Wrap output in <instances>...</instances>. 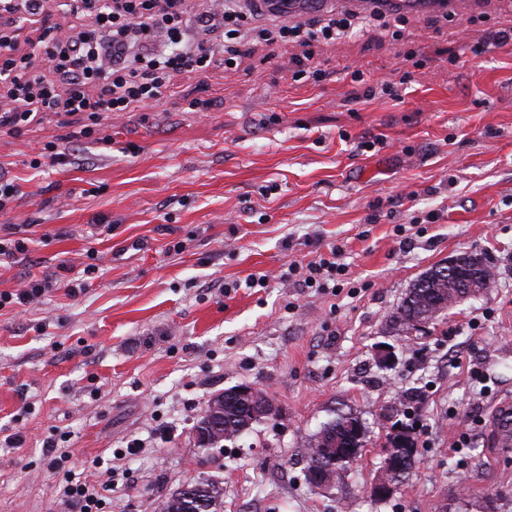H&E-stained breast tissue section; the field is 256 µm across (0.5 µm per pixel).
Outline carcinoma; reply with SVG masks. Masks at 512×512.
I'll return each instance as SVG.
<instances>
[{
  "label": "carcinoma",
  "instance_id": "cac0c4a2",
  "mask_svg": "<svg viewBox=\"0 0 512 512\" xmlns=\"http://www.w3.org/2000/svg\"><path fill=\"white\" fill-rule=\"evenodd\" d=\"M457 275L464 277L473 272L475 265H480V286L495 279L494 266L481 254L466 252L459 257ZM461 298L457 285L443 273V266H435L419 276L408 289L402 304L393 315L395 329L405 332L410 328V319L417 313L431 312V319L438 317ZM245 405L224 408V440L233 441L242 435L241 429L246 423ZM365 447V432L361 420L351 412H338L333 420L324 424L314 435L308 449V456H313L322 448L330 449L336 456V472L343 471L350 465L345 456H357ZM220 491L209 484L196 483L164 501L166 512H217Z\"/></svg>",
  "mask_w": 512,
  "mask_h": 512
}]
</instances>
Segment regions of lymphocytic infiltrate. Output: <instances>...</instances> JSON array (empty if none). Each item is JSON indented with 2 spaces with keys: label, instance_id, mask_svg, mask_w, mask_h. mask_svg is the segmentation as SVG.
I'll list each match as a JSON object with an SVG mask.
<instances>
[{
  "label": "lymphocytic infiltrate",
  "instance_id": "obj_1",
  "mask_svg": "<svg viewBox=\"0 0 512 512\" xmlns=\"http://www.w3.org/2000/svg\"><path fill=\"white\" fill-rule=\"evenodd\" d=\"M61 22L40 37L47 71H32V54L20 51L17 35L0 32V87L7 103L0 126L30 123L46 112L68 114L132 112L175 96L173 73L203 72L215 65L234 68L237 45L251 12L226 0L187 20L186 0H0V15L19 27L40 22L47 8ZM217 35L219 49L191 43L189 25ZM353 15L328 16L313 23H283L269 37L331 40L357 28ZM340 247H330L302 268L300 286L327 290L345 275Z\"/></svg>",
  "mask_w": 512,
  "mask_h": 512
}]
</instances>
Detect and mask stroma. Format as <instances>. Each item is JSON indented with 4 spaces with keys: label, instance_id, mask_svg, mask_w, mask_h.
Returning a JSON list of instances; mask_svg holds the SVG:
<instances>
[{
    "label": "stroma",
    "instance_id": "stroma-1",
    "mask_svg": "<svg viewBox=\"0 0 512 512\" xmlns=\"http://www.w3.org/2000/svg\"><path fill=\"white\" fill-rule=\"evenodd\" d=\"M510 28L512 0H492L451 21L393 11L329 42L252 31L237 70L176 74L178 96L102 113L91 135L62 112L0 127V178L19 187L0 238L25 243L0 256V294L52 283L40 303L0 305V428L22 438L0 439V512H77L51 439L79 467L140 442L116 474H87L111 482L106 512H158L190 483L223 488L220 512H512V451L490 432L512 400V45L475 50ZM298 60L322 81L297 79ZM355 70L400 80L399 99H355ZM50 142L76 163H51ZM331 245L347 266L336 292L299 287L289 264ZM475 251L493 288L397 335L412 283ZM242 384L275 416L199 445L209 400ZM401 404L419 456L378 499ZM340 409L366 443L320 492L309 441Z\"/></svg>",
    "mask_w": 512,
    "mask_h": 512
}]
</instances>
